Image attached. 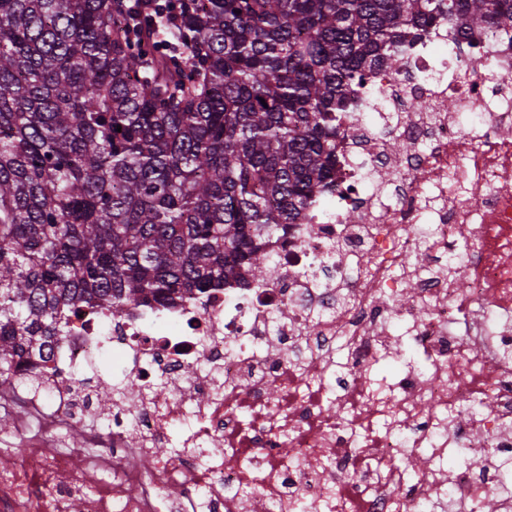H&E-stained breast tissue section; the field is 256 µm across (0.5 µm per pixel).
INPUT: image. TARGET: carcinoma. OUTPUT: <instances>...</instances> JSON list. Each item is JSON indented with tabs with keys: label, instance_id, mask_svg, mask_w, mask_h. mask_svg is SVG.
Wrapping results in <instances>:
<instances>
[{
	"label": "carcinoma",
	"instance_id": "cac0c4a2",
	"mask_svg": "<svg viewBox=\"0 0 512 512\" xmlns=\"http://www.w3.org/2000/svg\"><path fill=\"white\" fill-rule=\"evenodd\" d=\"M441 21L473 54L512 0H0V386L85 308L262 285L354 89Z\"/></svg>",
	"mask_w": 512,
	"mask_h": 512
}]
</instances>
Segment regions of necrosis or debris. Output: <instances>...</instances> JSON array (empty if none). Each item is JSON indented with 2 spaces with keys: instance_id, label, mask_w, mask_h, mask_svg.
I'll return each instance as SVG.
<instances>
[{
  "instance_id": "4bbe7bcc",
  "label": "necrosis or debris",
  "mask_w": 512,
  "mask_h": 512,
  "mask_svg": "<svg viewBox=\"0 0 512 512\" xmlns=\"http://www.w3.org/2000/svg\"><path fill=\"white\" fill-rule=\"evenodd\" d=\"M436 47L415 82L369 81L382 110L339 141L331 199L269 240L264 287L90 309L18 367L0 410L29 444L0 472V512H474L492 493L512 512V41ZM396 321L429 364L380 391ZM106 356L126 393L103 409ZM452 448L465 472L406 478L403 458Z\"/></svg>"
}]
</instances>
